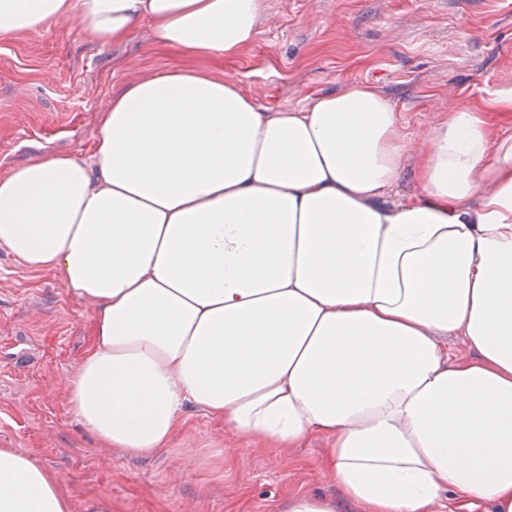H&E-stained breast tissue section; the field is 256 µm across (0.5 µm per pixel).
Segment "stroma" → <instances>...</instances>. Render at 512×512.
Here are the masks:
<instances>
[{
  "mask_svg": "<svg viewBox=\"0 0 512 512\" xmlns=\"http://www.w3.org/2000/svg\"><path fill=\"white\" fill-rule=\"evenodd\" d=\"M254 42L236 56L158 43L149 24L122 42L86 39L77 16L53 30L0 39V175L50 153H90L104 110L160 70L239 81L270 112L371 85L397 109L413 145L386 203L419 195L417 148L461 106L512 137V0H264ZM93 305L50 271L0 247V448L30 455L73 505L106 498L112 512H283L323 494L336 512H364L326 470L313 436L279 453L187 409L168 448L148 458L98 445L68 411V385L93 336Z\"/></svg>",
  "mask_w": 512,
  "mask_h": 512,
  "instance_id": "stroma-1",
  "label": "stroma"
}]
</instances>
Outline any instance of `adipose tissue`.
Returning a JSON list of instances; mask_svg holds the SVG:
<instances>
[{
	"instance_id": "1",
	"label": "adipose tissue",
	"mask_w": 512,
	"mask_h": 512,
	"mask_svg": "<svg viewBox=\"0 0 512 512\" xmlns=\"http://www.w3.org/2000/svg\"><path fill=\"white\" fill-rule=\"evenodd\" d=\"M262 0H0V39L77 15L93 41L236 55ZM411 141L353 83L269 112L232 80L161 70L113 97L89 154L0 176V246L95 305L68 408L131 456L185 407L262 447L326 436L366 512L443 497L512 512V138L462 106L421 151V200L382 202ZM461 336L471 359L448 354ZM0 512H72L0 448Z\"/></svg>"
}]
</instances>
